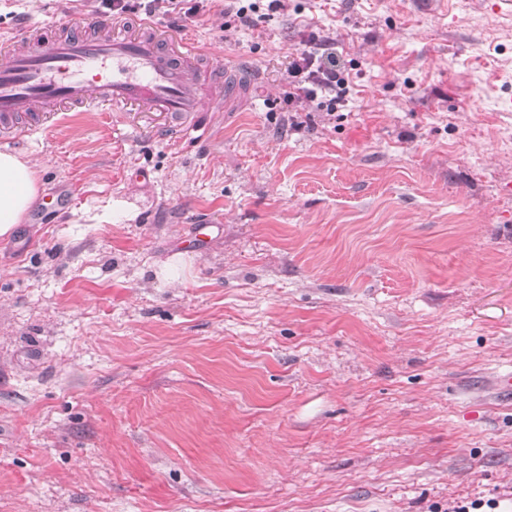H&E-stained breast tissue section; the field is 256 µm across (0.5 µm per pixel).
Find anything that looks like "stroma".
I'll list each match as a JSON object with an SVG mask.
<instances>
[{"label":"stroma","mask_w":512,"mask_h":512,"mask_svg":"<svg viewBox=\"0 0 512 512\" xmlns=\"http://www.w3.org/2000/svg\"><path fill=\"white\" fill-rule=\"evenodd\" d=\"M104 13L0 0V38ZM153 21L252 96L14 145L42 193L0 238V512H512V0ZM318 35L332 116L284 102Z\"/></svg>","instance_id":"stroma-1"}]
</instances>
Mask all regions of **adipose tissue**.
Here are the masks:
<instances>
[{
  "label": "adipose tissue",
  "mask_w": 512,
  "mask_h": 512,
  "mask_svg": "<svg viewBox=\"0 0 512 512\" xmlns=\"http://www.w3.org/2000/svg\"><path fill=\"white\" fill-rule=\"evenodd\" d=\"M40 194L37 165L31 159L0 151V237L10 236Z\"/></svg>",
  "instance_id": "obj_1"
}]
</instances>
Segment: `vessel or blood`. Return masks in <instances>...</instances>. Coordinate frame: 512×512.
<instances>
[{
	"mask_svg": "<svg viewBox=\"0 0 512 512\" xmlns=\"http://www.w3.org/2000/svg\"><path fill=\"white\" fill-rule=\"evenodd\" d=\"M206 54L150 22L127 33L106 16L31 29L0 43V141H23L55 113L100 107L166 114L174 133L207 130L208 113L239 111L248 88L232 64L213 68Z\"/></svg>",
	"mask_w": 512,
	"mask_h": 512,
	"instance_id": "1",
	"label": "vessel or blood"
}]
</instances>
